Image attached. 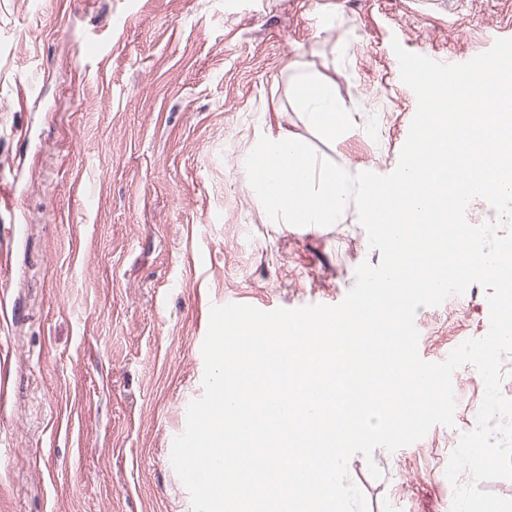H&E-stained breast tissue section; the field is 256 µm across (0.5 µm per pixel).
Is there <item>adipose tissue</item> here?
Masks as SVG:
<instances>
[{
  "mask_svg": "<svg viewBox=\"0 0 512 512\" xmlns=\"http://www.w3.org/2000/svg\"><path fill=\"white\" fill-rule=\"evenodd\" d=\"M291 90L299 100L308 121L321 128L329 140L347 134L350 124L347 113L336 98V89L331 82L317 79L305 71L298 61H290Z\"/></svg>",
  "mask_w": 512,
  "mask_h": 512,
  "instance_id": "obj_1",
  "label": "adipose tissue"
}]
</instances>
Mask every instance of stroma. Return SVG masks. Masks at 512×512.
Instances as JSON below:
<instances>
[{"label":"stroma","mask_w":512,"mask_h":512,"mask_svg":"<svg viewBox=\"0 0 512 512\" xmlns=\"http://www.w3.org/2000/svg\"><path fill=\"white\" fill-rule=\"evenodd\" d=\"M500 38L512 0H0V512H192L171 448L203 394L211 306L335 305L381 260L355 206L271 223L241 157L283 126L388 174L417 109L392 41L460 64ZM293 59L335 83L343 138L307 123ZM460 320L487 334L480 285L418 308L421 358L446 359ZM481 389L461 366L453 426L350 458L368 512H450Z\"/></svg>","instance_id":"stroma-1"}]
</instances>
